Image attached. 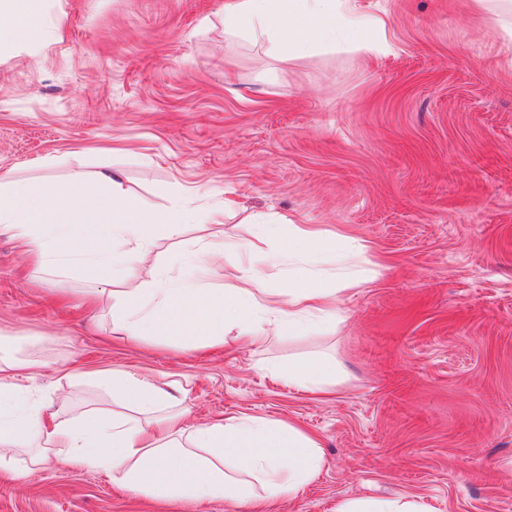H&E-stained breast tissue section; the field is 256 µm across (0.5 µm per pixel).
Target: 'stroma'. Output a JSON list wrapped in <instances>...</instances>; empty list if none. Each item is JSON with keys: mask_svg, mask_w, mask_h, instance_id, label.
I'll list each match as a JSON object with an SVG mask.
<instances>
[{"mask_svg": "<svg viewBox=\"0 0 512 512\" xmlns=\"http://www.w3.org/2000/svg\"><path fill=\"white\" fill-rule=\"evenodd\" d=\"M223 0H54L59 36L0 52V179L62 184L119 172L141 208L230 199L367 247L368 280L338 321L304 336L213 348L112 331L81 275L35 277L0 227V354L41 367L28 393L112 407L69 366L123 368L184 392L194 423L227 416L316 435L325 465L270 512L417 497L436 512H512V41L475 0H363L387 23L379 60L321 49L267 54L224 32ZM279 241L241 217L186 221L133 276L150 288L234 282L230 246ZM206 251L187 272L182 258ZM332 356L317 391L277 367ZM0 512H251L223 500H154L104 473L48 459L0 475Z\"/></svg>", "mask_w": 512, "mask_h": 512, "instance_id": "obj_1", "label": "stroma"}]
</instances>
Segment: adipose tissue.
Listing matches in <instances>:
<instances>
[{"label": "adipose tissue", "instance_id": "obj_1", "mask_svg": "<svg viewBox=\"0 0 512 512\" xmlns=\"http://www.w3.org/2000/svg\"><path fill=\"white\" fill-rule=\"evenodd\" d=\"M50 0H0V47L44 45L60 24ZM226 33L264 39L271 53L302 57L319 48L356 49L377 59L385 53V22L365 13L360 0H224ZM249 223L281 240L273 263L293 267L333 258L336 285L322 274L294 279L284 288H262L261 267L244 255L236 282L226 288H193L163 280L115 290L118 265L145 256L157 235H179L174 214L149 213L127 198L117 172H99L94 182L64 187L49 179L0 189V223L28 247L36 270L74 269L94 284L109 286L112 327L129 340L146 337L210 345L232 328L245 345L265 337L260 326L282 336H303L336 317L345 292L365 283L360 269L366 246L347 237L325 238L282 215L274 221L252 215ZM33 363L0 358V473L20 479L48 457L65 465L107 473L114 484L155 499L251 501L254 512L293 497L324 465L314 436L291 424L264 418L187 426L181 399L120 368L97 373L132 416L28 398L20 380ZM288 380L312 386L336 381L328 357L280 367Z\"/></svg>", "mask_w": 512, "mask_h": 512}]
</instances>
